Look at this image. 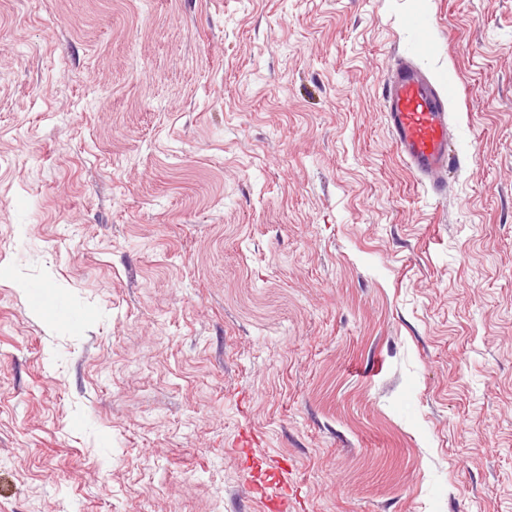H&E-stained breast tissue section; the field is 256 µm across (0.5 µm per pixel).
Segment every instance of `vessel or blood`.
<instances>
[{
  "label": "vessel or blood",
  "instance_id": "1",
  "mask_svg": "<svg viewBox=\"0 0 512 512\" xmlns=\"http://www.w3.org/2000/svg\"><path fill=\"white\" fill-rule=\"evenodd\" d=\"M454 85L438 88L415 55L399 57L382 82V106L399 155L417 180L443 195L453 160L448 101Z\"/></svg>",
  "mask_w": 512,
  "mask_h": 512
}]
</instances>
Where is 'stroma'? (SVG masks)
Returning a JSON list of instances; mask_svg holds the SVG:
<instances>
[{"instance_id":"obj_1","label":"stroma","mask_w":512,"mask_h":512,"mask_svg":"<svg viewBox=\"0 0 512 512\" xmlns=\"http://www.w3.org/2000/svg\"><path fill=\"white\" fill-rule=\"evenodd\" d=\"M421 40L440 200L381 108ZM283 463L281 512H512V0H0V512Z\"/></svg>"}]
</instances>
